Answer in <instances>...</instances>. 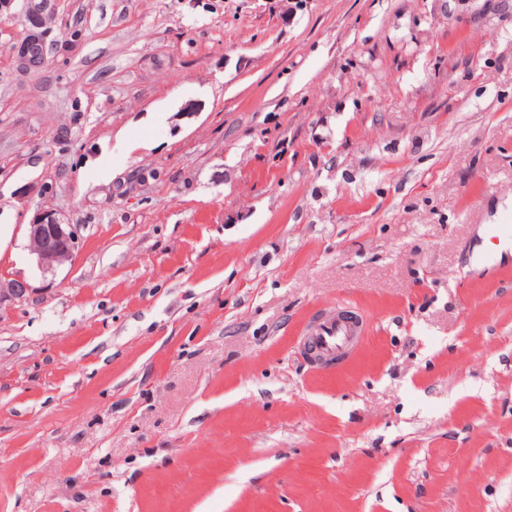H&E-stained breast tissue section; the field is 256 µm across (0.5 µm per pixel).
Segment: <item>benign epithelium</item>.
Returning a JSON list of instances; mask_svg holds the SVG:
<instances>
[{"mask_svg": "<svg viewBox=\"0 0 512 512\" xmlns=\"http://www.w3.org/2000/svg\"><path fill=\"white\" fill-rule=\"evenodd\" d=\"M53 9V0H26L27 26L25 32L11 43L13 58L28 62L31 43L42 44L48 39ZM26 232L30 251L38 267L47 272L71 260L77 247L76 227L63 223L51 210L38 212L32 223L27 225ZM31 292L32 288L21 276L0 278V304L8 299H25Z\"/></svg>", "mask_w": 512, "mask_h": 512, "instance_id": "1", "label": "benign epithelium"}]
</instances>
